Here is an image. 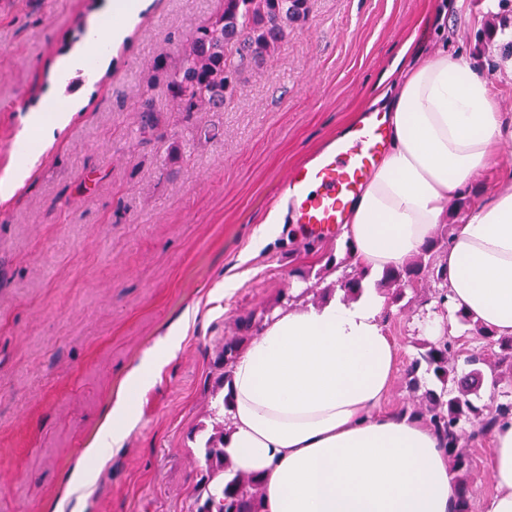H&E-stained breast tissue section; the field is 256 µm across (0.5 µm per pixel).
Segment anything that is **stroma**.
<instances>
[{"label": "stroma", "instance_id": "stroma-1", "mask_svg": "<svg viewBox=\"0 0 512 512\" xmlns=\"http://www.w3.org/2000/svg\"><path fill=\"white\" fill-rule=\"evenodd\" d=\"M310 0V13L280 51L244 73L220 112H179L165 84L152 95L163 140L139 133L143 76L176 59L216 0H150L100 79L76 91L53 83L56 63L84 38L106 0H0V178L15 140L39 155L13 195L0 200V512H51L70 470L96 480L76 512H197L207 480L202 441L224 397L214 360L246 316L267 317L293 287L304 303L338 296L328 258L342 236L305 238L284 224L263 247L252 237L283 197L287 172L365 116L401 45L446 36L449 49L493 81L512 115V5L486 0ZM57 98L75 113L50 138L26 131L28 109ZM177 145L178 157L168 148ZM464 193L487 201L512 179V141ZM239 286L225 294V276ZM399 349L386 408L411 402L404 368L427 340L432 305L386 304ZM190 323L175 356L140 403V420L105 466L83 461L125 373L182 315ZM474 512L494 493L489 436L467 439Z\"/></svg>", "mask_w": 512, "mask_h": 512}]
</instances>
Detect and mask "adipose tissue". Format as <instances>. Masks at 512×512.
I'll return each mask as SVG.
<instances>
[{"label": "adipose tissue", "mask_w": 512, "mask_h": 512, "mask_svg": "<svg viewBox=\"0 0 512 512\" xmlns=\"http://www.w3.org/2000/svg\"><path fill=\"white\" fill-rule=\"evenodd\" d=\"M141 0H113L117 24L90 28L58 63L57 80L96 81ZM370 105L388 147L342 230L360 265L380 272L421 252L457 198L512 139V118L483 73L447 47L422 55L405 42ZM451 310L512 336V180L455 224L444 249ZM180 319L127 372L85 458L123 447L155 373L179 350ZM399 351L383 323V298L276 309L231 367L233 400L224 452L257 475L263 512H455L458 488L442 439L420 420L385 409ZM495 493L488 512H512V416L492 434Z\"/></svg>", "instance_id": "1"}]
</instances>
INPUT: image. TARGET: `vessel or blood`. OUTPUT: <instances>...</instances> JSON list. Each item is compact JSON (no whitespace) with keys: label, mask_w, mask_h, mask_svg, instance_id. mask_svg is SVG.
<instances>
[{"label":"vessel or blood","mask_w":512,"mask_h":512,"mask_svg":"<svg viewBox=\"0 0 512 512\" xmlns=\"http://www.w3.org/2000/svg\"><path fill=\"white\" fill-rule=\"evenodd\" d=\"M386 148L383 117L371 113L346 134L337 135L333 148L289 170L284 181L288 207L306 235L327 238L347 223L353 202Z\"/></svg>","instance_id":"1"}]
</instances>
